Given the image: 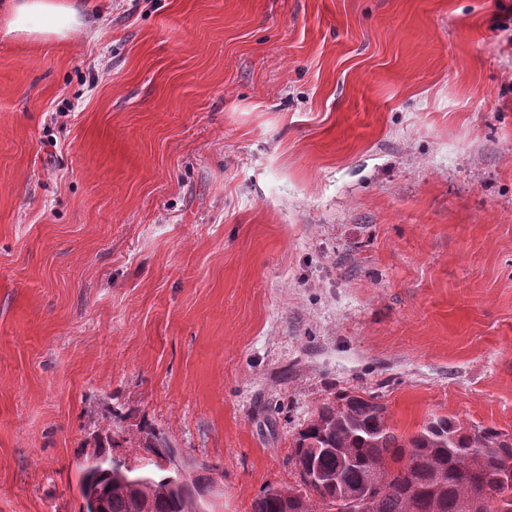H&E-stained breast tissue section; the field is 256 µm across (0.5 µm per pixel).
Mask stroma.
I'll return each mask as SVG.
<instances>
[{
	"mask_svg": "<svg viewBox=\"0 0 512 512\" xmlns=\"http://www.w3.org/2000/svg\"><path fill=\"white\" fill-rule=\"evenodd\" d=\"M0 24V512L145 425L252 512L315 408L512 432V0H67ZM7 12V33L16 38H65L80 30L90 34L78 12L61 0H10Z\"/></svg>",
	"mask_w": 512,
	"mask_h": 512,
	"instance_id": "35a3bbf8",
	"label": "stroma"
}]
</instances>
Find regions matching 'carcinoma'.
<instances>
[{"label":"carcinoma","instance_id":"obj_1","mask_svg":"<svg viewBox=\"0 0 512 512\" xmlns=\"http://www.w3.org/2000/svg\"><path fill=\"white\" fill-rule=\"evenodd\" d=\"M140 444L157 458L173 450L161 434L141 429ZM289 460L304 489L269 487L252 512H339L352 493L367 512H512V434L470 431L437 417L408 438L388 422L375 398L343 394L322 403L296 438ZM112 455L85 459L80 491L100 489L107 512H207L202 494L213 477L163 483L174 473L152 462L111 476Z\"/></svg>","mask_w":512,"mask_h":512}]
</instances>
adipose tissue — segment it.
Returning <instances> with one entry per match:
<instances>
[{
    "instance_id": "adipose-tissue-1",
    "label": "adipose tissue",
    "mask_w": 512,
    "mask_h": 512,
    "mask_svg": "<svg viewBox=\"0 0 512 512\" xmlns=\"http://www.w3.org/2000/svg\"><path fill=\"white\" fill-rule=\"evenodd\" d=\"M8 33L22 39L61 37L85 30L86 23L64 0H10Z\"/></svg>"
}]
</instances>
